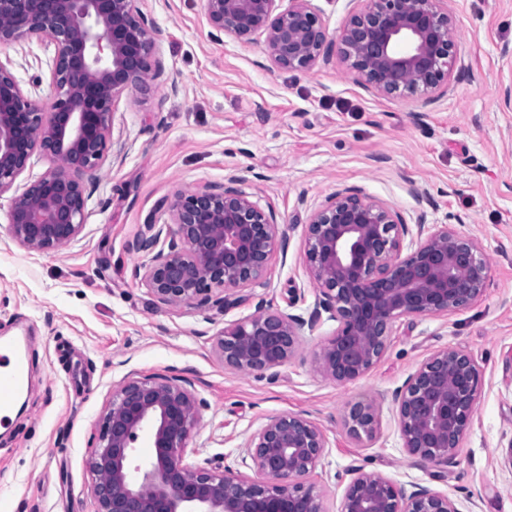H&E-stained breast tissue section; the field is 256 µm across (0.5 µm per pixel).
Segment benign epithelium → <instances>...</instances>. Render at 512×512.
<instances>
[{"instance_id": "7a95c632", "label": "benign epithelium", "mask_w": 512, "mask_h": 512, "mask_svg": "<svg viewBox=\"0 0 512 512\" xmlns=\"http://www.w3.org/2000/svg\"><path fill=\"white\" fill-rule=\"evenodd\" d=\"M137 0H0V46L37 39L53 47V98L41 106L0 62V195L10 198L9 234L30 252L58 251L81 234L87 181L105 164L116 97L163 76L153 58L148 20ZM204 0L208 25L249 40L265 35L277 67L310 73L339 59L366 91L428 97L461 72L457 23L448 0H359L335 38L312 0ZM40 155L47 169L22 191L17 179ZM224 184L178 191L165 202L170 221L148 218L129 244L153 252L135 269L155 301L168 307L221 310L248 299L278 245L274 210ZM309 273L319 297L308 317L270 310L224 324L216 347L224 365L259 376L300 352L305 332L337 323L315 360L326 378L345 384L384 357L396 323L445 316L483 296L489 264L481 244L443 224L417 233L395 209L354 190L308 209ZM479 369L462 349L427 356L393 394L403 450L420 462L452 463L475 413ZM203 402L190 381L145 375L122 381L90 454L95 512H327L310 481L327 448L325 432L301 414L270 419L246 441L254 476L197 455L189 442ZM355 441L380 433V403L349 406L343 419ZM153 448L138 461L135 444ZM340 512H460L445 494L408 491L391 479L349 466Z\"/></svg>"}]
</instances>
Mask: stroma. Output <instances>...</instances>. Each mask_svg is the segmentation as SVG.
Wrapping results in <instances>:
<instances>
[{
    "label": "stroma",
    "instance_id": "obj_1",
    "mask_svg": "<svg viewBox=\"0 0 512 512\" xmlns=\"http://www.w3.org/2000/svg\"><path fill=\"white\" fill-rule=\"evenodd\" d=\"M466 70L424 98L376 97L340 61L313 72L273 65L263 36H214L202 0H139L149 22L160 80L123 93L113 109V145L86 203L84 228L57 252L30 253L8 232L0 198V336H32L25 409L0 426V499L9 512H94L90 442L112 391L150 374L191 380L203 400L191 445L199 459L239 467L248 437L272 417L297 413L325 431L316 483L329 512L343 491L336 473L357 465L396 483L447 494L461 512H512V0H450ZM39 41L0 47L33 98L49 101ZM43 82L32 88L30 78ZM272 206L287 239L253 298L227 311L156 304L134 276L147 252L129 242L147 218L168 220L177 190L223 183ZM355 189L398 210L408 224H451L480 240L491 262L487 287L467 309L401 321L385 357L363 378L339 384L316 370L314 353L336 328L307 336L301 357L276 379L225 367L214 342L226 322L258 302L308 315L318 292L305 255V204ZM427 195L420 203L415 192ZM296 305H289V294ZM457 346L475 361L481 385L475 414L447 472L401 447L389 397L432 352ZM382 404V433L358 443L346 433V405Z\"/></svg>",
    "mask_w": 512,
    "mask_h": 512
}]
</instances>
